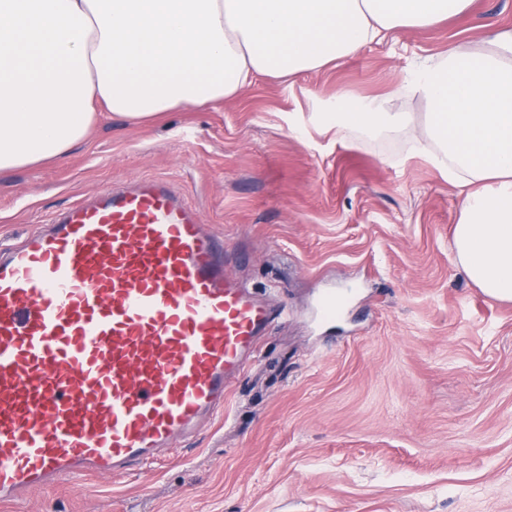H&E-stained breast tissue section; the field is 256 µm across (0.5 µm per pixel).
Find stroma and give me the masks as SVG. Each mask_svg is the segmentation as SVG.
<instances>
[{
    "mask_svg": "<svg viewBox=\"0 0 512 512\" xmlns=\"http://www.w3.org/2000/svg\"><path fill=\"white\" fill-rule=\"evenodd\" d=\"M496 30H512V0H474L216 108L101 118L65 158L1 172L4 248L106 183L167 179L224 236L233 277L288 317L189 447L0 512H512V303L462 272L463 195L410 133L335 120L386 98L422 124L414 73Z\"/></svg>",
    "mask_w": 512,
    "mask_h": 512,
    "instance_id": "stroma-1",
    "label": "stroma"
}]
</instances>
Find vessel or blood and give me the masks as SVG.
<instances>
[{"label":"vessel or blood","instance_id":"obj_1","mask_svg":"<svg viewBox=\"0 0 512 512\" xmlns=\"http://www.w3.org/2000/svg\"><path fill=\"white\" fill-rule=\"evenodd\" d=\"M275 317L159 178L0 251V501L160 461L223 414Z\"/></svg>","mask_w":512,"mask_h":512}]
</instances>
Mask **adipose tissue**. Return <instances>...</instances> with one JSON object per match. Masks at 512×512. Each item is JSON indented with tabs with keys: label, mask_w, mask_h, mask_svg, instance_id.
<instances>
[{
	"label": "adipose tissue",
	"mask_w": 512,
	"mask_h": 512,
	"mask_svg": "<svg viewBox=\"0 0 512 512\" xmlns=\"http://www.w3.org/2000/svg\"><path fill=\"white\" fill-rule=\"evenodd\" d=\"M471 2L0 0V172L66 156L100 113L140 121L216 107L257 78L323 68ZM407 90L430 106L421 128L381 100L336 120L415 129L449 183L467 191L456 261L486 296L512 302V31L449 48Z\"/></svg>",
	"instance_id": "obj_1"
}]
</instances>
